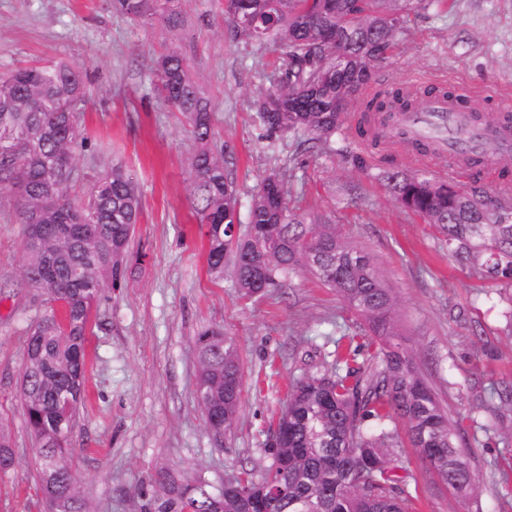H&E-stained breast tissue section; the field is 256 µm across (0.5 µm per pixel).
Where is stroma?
<instances>
[{"instance_id": "35a3bbf8", "label": "stroma", "mask_w": 512, "mask_h": 512, "mask_svg": "<svg viewBox=\"0 0 512 512\" xmlns=\"http://www.w3.org/2000/svg\"><path fill=\"white\" fill-rule=\"evenodd\" d=\"M178 15L171 27L169 15ZM186 60L211 107L214 138L235 173L241 205L277 173L299 211L335 222L342 240L368 252L394 289L398 340L470 447L476 483L461 499L428 471L406 433L394 450L408 512H512V401H491L512 385V287L481 279L440 235L397 206L385 170L414 173L404 147L389 165L338 133L333 151L302 149L291 134L262 139L254 101L286 63L270 44L233 42L224 0H153L144 18L113 0H0V73L65 61L82 71L89 102L80 124L89 144L75 154L69 193L84 201L113 164L137 180L142 214L128 272L103 288L87 342V381L70 438V462L88 512H141L158 470L220 491L225 479L272 462L268 441L288 389L334 360V341L369 328L311 272L243 296L231 278L207 271L205 229L191 213L188 160L196 144L175 107L156 91L154 60ZM382 85L442 76L485 91V105L512 92V0H436L397 34L380 68ZM23 226L15 199L0 194V441L13 466L0 471V512H44L35 445L18 396L25 339L51 309L24 276ZM234 336L242 395L232 431L210 432L196 398L201 329Z\"/></svg>"}]
</instances>
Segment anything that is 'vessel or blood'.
Returning <instances> with one entry per match:
<instances>
[{"instance_id":"1","label":"vessel or blood","mask_w":512,"mask_h":512,"mask_svg":"<svg viewBox=\"0 0 512 512\" xmlns=\"http://www.w3.org/2000/svg\"><path fill=\"white\" fill-rule=\"evenodd\" d=\"M479 97L469 88L460 87L451 94L439 93L427 98L417 108L398 111L395 120L416 140L430 141L433 154L447 157V175L452 179L466 176L460 167L462 157L480 153L486 168L494 166V152L512 150V95L503 93L497 98V114L493 121H476L471 114L478 110Z\"/></svg>"}]
</instances>
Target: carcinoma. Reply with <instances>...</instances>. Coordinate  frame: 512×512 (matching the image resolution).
<instances>
[{"label":"carcinoma","instance_id":"carcinoma-1","mask_svg":"<svg viewBox=\"0 0 512 512\" xmlns=\"http://www.w3.org/2000/svg\"><path fill=\"white\" fill-rule=\"evenodd\" d=\"M231 37L245 44L274 43L288 59L273 87L254 102L266 136L292 133L327 145L363 100L355 135L372 147L382 141L411 143L403 130L388 127V117L439 92L421 94L377 88V72L395 34L412 13L430 0H224ZM116 10L141 17V0H114ZM345 60L336 64V54ZM158 89L186 118L197 148L190 161V198L206 227L208 272L223 278L231 269L235 287L245 296L276 286L280 279L307 268L306 257L320 261L318 277L371 326L380 342L356 368L363 344L349 338L348 353H336L334 370L307 376L292 385L288 414L278 419L269 451L272 464L261 477L244 471L233 477L237 491L217 494L199 483L179 485L165 471L154 478L155 494L143 512H255L261 491L278 484L281 495L268 512H406L409 502L394 471L397 458L393 424L402 421L422 462L458 495L471 491L475 478L462 445L437 396L420 376L413 358L396 340L391 325L392 288L371 258L344 244L336 225L309 219L288 207L284 179L264 178L252 195L246 221L223 155L214 151L211 109L191 78L185 59L172 51L154 61ZM0 140L13 131H40L37 146L19 155L0 153V191L9 192L12 172L25 169L29 189L16 202L23 235L26 214L36 211L43 224L38 243L24 240L25 278L65 305V325L56 312L43 316L26 343L20 400L37 447L40 481L52 512H87L69 460L68 441L86 380L89 314L101 288L125 279V261L141 214L133 174L114 165L109 182L91 192L83 206L96 215L99 239L85 247L58 234L55 225L78 209L69 183L48 193L42 172L58 159L74 160L82 145L78 126L87 88L81 71L59 61L21 67L0 75ZM396 204L432 225L448 249L470 261L481 277L512 282V195L468 193L451 179L425 174L386 173ZM239 225L235 236L225 231ZM55 275L42 279L46 259ZM197 400L209 429L230 432L242 392L235 340L205 328L196 341ZM68 393L75 405L61 406Z\"/></svg>","mask_w":512,"mask_h":512}]
</instances>
